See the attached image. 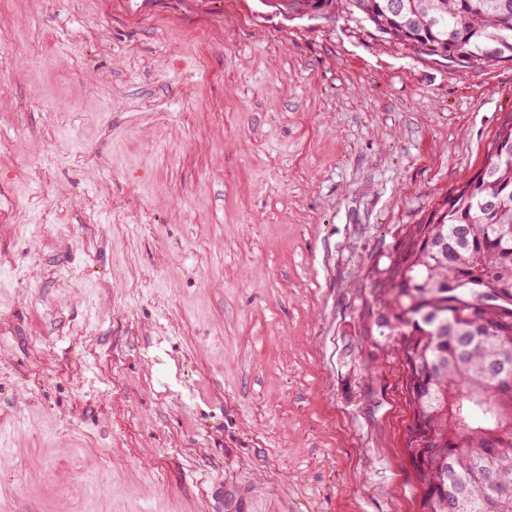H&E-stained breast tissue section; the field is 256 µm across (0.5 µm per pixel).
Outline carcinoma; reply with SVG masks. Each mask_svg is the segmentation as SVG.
Instances as JSON below:
<instances>
[{
  "mask_svg": "<svg viewBox=\"0 0 512 512\" xmlns=\"http://www.w3.org/2000/svg\"><path fill=\"white\" fill-rule=\"evenodd\" d=\"M388 39L462 67L512 61V0H345ZM376 326L401 336L421 512H512V117L481 170L410 228Z\"/></svg>",
  "mask_w": 512,
  "mask_h": 512,
  "instance_id": "1",
  "label": "carcinoma"
}]
</instances>
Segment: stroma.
I'll use <instances>...</instances> for the list:
<instances>
[{
  "mask_svg": "<svg viewBox=\"0 0 512 512\" xmlns=\"http://www.w3.org/2000/svg\"><path fill=\"white\" fill-rule=\"evenodd\" d=\"M510 115L340 0H0V512H420L386 270Z\"/></svg>",
  "mask_w": 512,
  "mask_h": 512,
  "instance_id": "stroma-1",
  "label": "stroma"
}]
</instances>
